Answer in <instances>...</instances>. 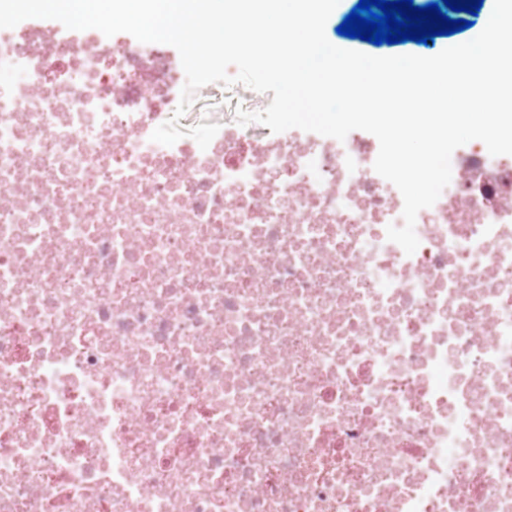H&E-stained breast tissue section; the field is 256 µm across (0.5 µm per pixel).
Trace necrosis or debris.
<instances>
[{"label":"necrosis or debris","mask_w":512,"mask_h":512,"mask_svg":"<svg viewBox=\"0 0 512 512\" xmlns=\"http://www.w3.org/2000/svg\"><path fill=\"white\" fill-rule=\"evenodd\" d=\"M167 57L0 34V512H512V157L409 256L363 131L153 142Z\"/></svg>","instance_id":"1"}]
</instances>
